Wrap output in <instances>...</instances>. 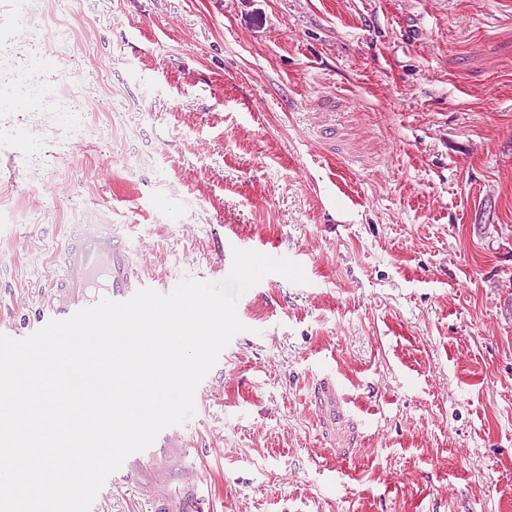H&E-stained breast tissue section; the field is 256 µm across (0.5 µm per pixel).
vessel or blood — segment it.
<instances>
[{"instance_id": "1", "label": "vessel or blood", "mask_w": 512, "mask_h": 512, "mask_svg": "<svg viewBox=\"0 0 512 512\" xmlns=\"http://www.w3.org/2000/svg\"><path fill=\"white\" fill-rule=\"evenodd\" d=\"M142 288L163 295L174 290L141 268L120 225H79L55 257L37 324L69 318L104 298L128 300ZM191 447L185 426L167 428L146 450L130 455L112 478L142 497L148 512H204Z\"/></svg>"}]
</instances>
